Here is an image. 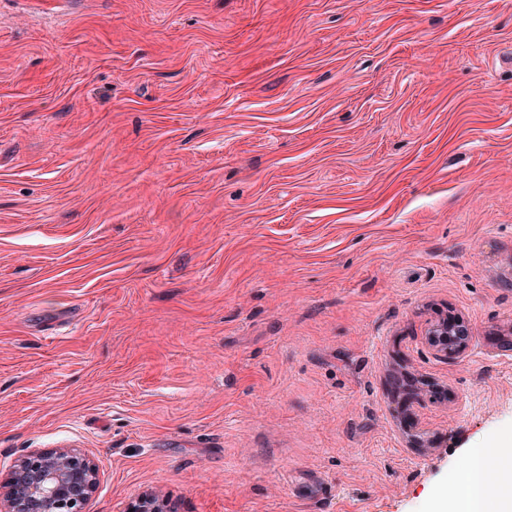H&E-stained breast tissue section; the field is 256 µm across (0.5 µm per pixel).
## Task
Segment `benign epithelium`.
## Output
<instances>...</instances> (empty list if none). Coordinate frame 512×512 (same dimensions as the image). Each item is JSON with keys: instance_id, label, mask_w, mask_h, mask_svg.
I'll return each instance as SVG.
<instances>
[{"instance_id": "7a95c632", "label": "benign epithelium", "mask_w": 512, "mask_h": 512, "mask_svg": "<svg viewBox=\"0 0 512 512\" xmlns=\"http://www.w3.org/2000/svg\"><path fill=\"white\" fill-rule=\"evenodd\" d=\"M468 322L458 317L432 324L424 341L439 358L464 356L471 344ZM97 483L93 462L75 450H54L22 459L0 492V512H80Z\"/></svg>"}]
</instances>
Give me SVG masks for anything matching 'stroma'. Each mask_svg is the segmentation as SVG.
<instances>
[{
	"label": "stroma",
	"mask_w": 512,
	"mask_h": 512,
	"mask_svg": "<svg viewBox=\"0 0 512 512\" xmlns=\"http://www.w3.org/2000/svg\"><path fill=\"white\" fill-rule=\"evenodd\" d=\"M509 329L512 0H0V485L427 512ZM471 331L468 322L463 317H456L448 326V317L432 324L424 341L428 348L439 358L454 360L464 356L471 344ZM97 476L93 462L75 450L22 459L7 484L0 486V511L80 512L95 489Z\"/></svg>",
	"instance_id": "1"
}]
</instances>
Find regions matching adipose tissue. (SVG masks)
Returning <instances> with one entry per match:
<instances>
[{"label": "adipose tissue", "mask_w": 512, "mask_h": 512, "mask_svg": "<svg viewBox=\"0 0 512 512\" xmlns=\"http://www.w3.org/2000/svg\"><path fill=\"white\" fill-rule=\"evenodd\" d=\"M436 512H512V438L498 448L468 449Z\"/></svg>", "instance_id": "obj_1"}]
</instances>
